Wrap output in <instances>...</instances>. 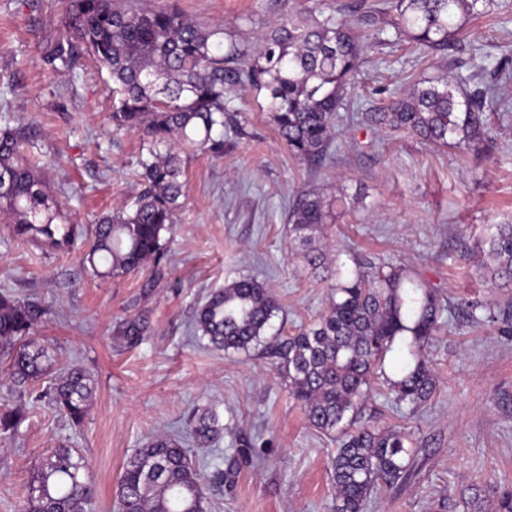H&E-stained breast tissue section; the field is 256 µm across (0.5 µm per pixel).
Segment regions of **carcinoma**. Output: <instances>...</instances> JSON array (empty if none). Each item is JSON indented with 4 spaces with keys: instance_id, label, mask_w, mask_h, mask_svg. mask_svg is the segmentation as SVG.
<instances>
[{
    "instance_id": "cac0c4a2",
    "label": "carcinoma",
    "mask_w": 512,
    "mask_h": 512,
    "mask_svg": "<svg viewBox=\"0 0 512 512\" xmlns=\"http://www.w3.org/2000/svg\"><path fill=\"white\" fill-rule=\"evenodd\" d=\"M493 0H392L395 14L366 11L357 26L386 25L406 33L431 52L448 50L463 19L489 11ZM79 45L105 66L115 95L113 132L139 129L150 142L141 162L143 188L133 206L103 216L95 225L83 260L97 276L141 271L162 250L163 233L174 224L184 196L180 152L224 153V112L232 87L268 92L276 129L294 157L319 163L337 139L336 112L355 88L361 60L360 36L335 14H284L252 51L224 32L203 26L176 10L144 11L133 0H69L65 30L48 51L51 61L71 64ZM250 58L243 68L234 63ZM466 80L417 82L387 109H367L362 121L420 136L441 147L478 150L490 133L493 99ZM0 125V212L14 221L15 236L69 250L79 231L58 224V209L40 167L27 155L41 151L3 116ZM176 137L180 150L158 145ZM334 201L304 192L288 213L289 238L304 268L330 282L327 305L318 320L274 347L288 388L308 423L343 439L332 461V512H363L377 486L392 487L410 475L415 449L404 429H376L353 423L375 382L394 400L416 410L432 396L436 381L422 358L425 343L443 327L436 296L403 268L385 271L366 258L344 273L328 261L325 231ZM478 268L492 288L512 286V224H489L477 250ZM105 269H99V265ZM280 311L272 292L253 278L235 279L211 292L197 307L193 332L217 348L248 351L268 344L266 331ZM44 311L0 294V356L9 360L17 393L47 378L54 354L27 339ZM146 331L128 320L120 340L137 345ZM409 336L412 361L386 359L398 337ZM93 378L73 365L43 388L44 397L74 423L86 416ZM26 420L20 408L0 410V432L16 435ZM224 430L218 412L194 414L187 437L209 444ZM224 456L193 461L182 443L168 435L153 438L126 460L119 480L116 512H204L206 489L224 482ZM93 488L86 457L61 446L27 488L24 512H89Z\"/></svg>"
}]
</instances>
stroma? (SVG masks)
<instances>
[{
    "label": "stroma",
    "mask_w": 512,
    "mask_h": 512,
    "mask_svg": "<svg viewBox=\"0 0 512 512\" xmlns=\"http://www.w3.org/2000/svg\"><path fill=\"white\" fill-rule=\"evenodd\" d=\"M387 0H137L175 8L201 24H220L256 46L285 13L338 10L357 22ZM63 0H0V73L16 91L0 100L12 126L36 137L51 163L44 178L62 219L90 236L98 217L128 206L141 190L146 138L112 131V80L86 51L58 75L47 58L66 25ZM359 88L340 138L322 163L291 155L279 138L267 93L236 89L224 116V154L185 160L186 198L164 255L137 274L98 277L81 249L48 250L18 240L0 214V293L29 300L45 315L30 337L55 353L53 373L78 364L95 382L80 425L43 403L27 406L18 436L0 433V512H20L21 496L55 448L80 449L90 464L91 512H113L125 460L160 434L185 432L202 407L224 430L213 447L188 443L193 460L245 449L235 477L210 486L207 512H329L330 460L339 433L311 427L277 360L263 348L213 349L192 331L197 305L240 277L271 289L281 306L269 335L288 337L324 310L327 288L303 269L288 237L298 193L344 196L329 226L328 252L345 268L355 255L404 267L452 317L424 350L436 389L417 412L370 393L362 421L399 426L416 446L408 479L382 486L363 512H496L512 495V293L490 288L471 252L485 225L512 224V0L469 18L445 53L416 49L393 27L370 32ZM443 76L490 88L496 104L487 152L464 154L358 114L403 97L414 83ZM491 301L497 322H469L462 309ZM144 320L139 344L117 334Z\"/></svg>",
    "instance_id": "obj_1"
}]
</instances>
